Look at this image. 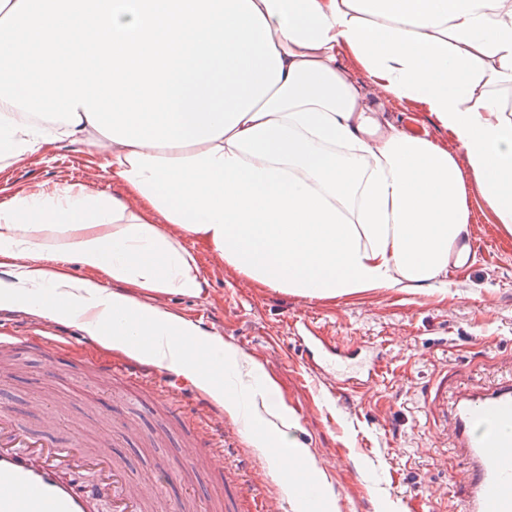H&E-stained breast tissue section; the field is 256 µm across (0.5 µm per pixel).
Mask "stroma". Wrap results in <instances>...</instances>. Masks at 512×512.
Segmentation results:
<instances>
[{
  "label": "stroma",
  "instance_id": "35a3bbf8",
  "mask_svg": "<svg viewBox=\"0 0 512 512\" xmlns=\"http://www.w3.org/2000/svg\"><path fill=\"white\" fill-rule=\"evenodd\" d=\"M388 117L401 128L428 131L464 160L455 140L419 109L396 105ZM97 161L86 145L57 142L26 165L0 166V199L21 189L76 182L94 192L117 191L111 176L96 177ZM470 208L469 234L479 239L480 252L465 266H449L439 293L375 291L336 301L304 299L254 285L202 250L198 257L206 284L199 296L142 290L136 296L191 320L262 363L274 384L268 402L293 411L298 422L293 436L332 483L339 512H462L463 494L454 480L466 460L423 397L438 375L447 377L452 395L512 378V236L496 224L479 192L471 193ZM42 328L65 338L66 349L45 357L19 353L17 370L0 378V405L12 409L33 433L53 431L63 445L76 434L91 439L116 423L134 422L138 440L116 453L135 481L153 486L179 452L183 427H163L153 402L131 404L130 386L99 381L93 362L121 365L125 354L88 341L71 321L43 318L22 307L0 308V332L20 336ZM307 328L342 356L361 343L383 351L384 377L372 387L337 394V373H312L295 347L296 333ZM50 366L55 369L51 378L45 375ZM156 385L189 413L214 402L175 370H163ZM48 398L62 406L58 423L33 416ZM239 464L259 472L261 479L238 512H256L262 498L280 492V478L248 432L233 428L224 443V466L232 470ZM226 488V481L215 480L203 465L163 485L177 505L201 490L199 512H224Z\"/></svg>",
  "mask_w": 512,
  "mask_h": 512
}]
</instances>
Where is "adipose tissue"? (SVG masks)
I'll list each match as a JSON object with an SVG mask.
<instances>
[{
    "instance_id": "adipose-tissue-1",
    "label": "adipose tissue",
    "mask_w": 512,
    "mask_h": 512,
    "mask_svg": "<svg viewBox=\"0 0 512 512\" xmlns=\"http://www.w3.org/2000/svg\"><path fill=\"white\" fill-rule=\"evenodd\" d=\"M492 81L512 84V0H0V152L23 164L79 141L120 186L0 202V306L187 368L300 494L290 474L319 469L291 410L263 415L260 362L111 285L199 295L192 241L300 298L433 288L464 254L469 185L512 236V117ZM396 101L428 112L465 163L386 122Z\"/></svg>"
}]
</instances>
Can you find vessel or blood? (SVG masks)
Segmentation results:
<instances>
[{
	"mask_svg": "<svg viewBox=\"0 0 512 512\" xmlns=\"http://www.w3.org/2000/svg\"><path fill=\"white\" fill-rule=\"evenodd\" d=\"M21 344L43 352L63 350L64 344L45 334L13 338L0 336V348ZM102 384L118 381L139 385L154 392L156 372L148 365H95ZM384 365L377 356L365 355L353 363L350 380L378 381ZM425 402L430 409L450 415L449 426L467 460L459 477L465 487V512H512V380L486 391L466 392L449 399L443 380H436ZM210 428L205 437L186 434L178 457L179 465L195 464L203 450L221 460L217 441L224 432V416L207 412ZM102 447L89 448L73 440L63 447L50 436L29 435L0 408V512H88L89 500L59 473L69 469L80 474L96 469L112 484L113 512H157L160 492L132 483L125 468L112 456L107 444L111 433L101 436Z\"/></svg>",
	"mask_w": 512,
	"mask_h": 512,
	"instance_id": "obj_1",
	"label": "vessel or blood"
}]
</instances>
